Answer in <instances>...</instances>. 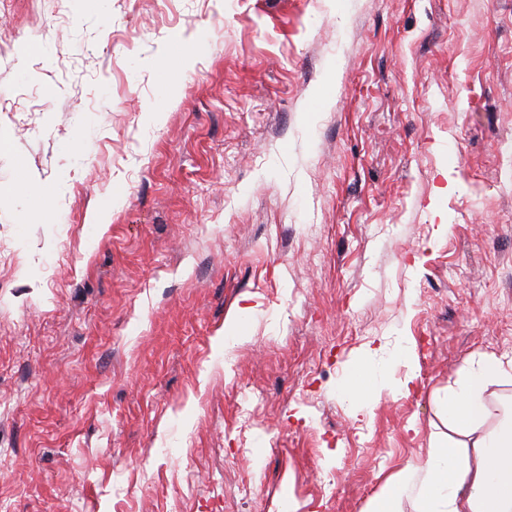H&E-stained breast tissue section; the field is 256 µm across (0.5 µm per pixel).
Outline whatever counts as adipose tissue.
Here are the masks:
<instances>
[{"label": "adipose tissue", "instance_id": "adipose-tissue-1", "mask_svg": "<svg viewBox=\"0 0 512 512\" xmlns=\"http://www.w3.org/2000/svg\"><path fill=\"white\" fill-rule=\"evenodd\" d=\"M503 382L512 383V370L486 357L472 376L445 389L437 398L439 411L464 443L431 435L421 464L388 477L366 512H400L406 495L414 512H512V413L494 417L484 398L487 385ZM386 387L382 365L372 363L356 369L340 395L366 408Z\"/></svg>", "mask_w": 512, "mask_h": 512}]
</instances>
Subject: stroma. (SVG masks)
<instances>
[{"instance_id":"obj_1","label":"stroma","mask_w":512,"mask_h":512,"mask_svg":"<svg viewBox=\"0 0 512 512\" xmlns=\"http://www.w3.org/2000/svg\"><path fill=\"white\" fill-rule=\"evenodd\" d=\"M0 132V512H365L512 359V0H0ZM382 364L369 363L365 371L358 368L354 372V379L346 384L344 388L337 392L341 397L349 399L364 409H367L373 402L380 399L383 389L388 390L389 394L395 395L402 389H407L410 380H406L400 387L395 388L386 384L383 377Z\"/></svg>"}]
</instances>
